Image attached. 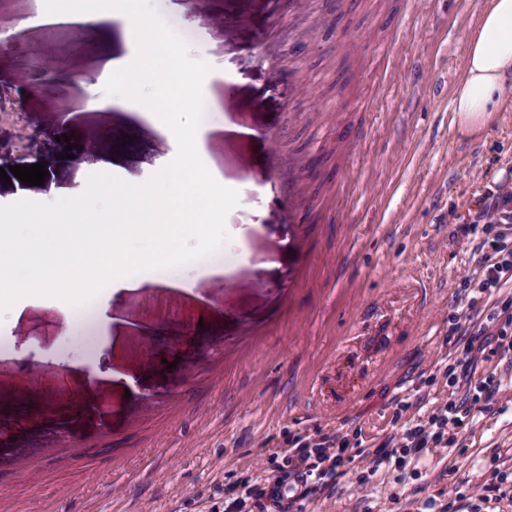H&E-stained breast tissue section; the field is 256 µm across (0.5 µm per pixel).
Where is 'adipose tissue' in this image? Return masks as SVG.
<instances>
[{"label": "adipose tissue", "instance_id": "adipose-tissue-1", "mask_svg": "<svg viewBox=\"0 0 512 512\" xmlns=\"http://www.w3.org/2000/svg\"><path fill=\"white\" fill-rule=\"evenodd\" d=\"M512 99V0H487L466 40L464 78L453 91L458 131L489 126Z\"/></svg>", "mask_w": 512, "mask_h": 512}]
</instances>
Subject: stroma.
I'll list each match as a JSON object with an SVG mask.
<instances>
[{
	"label": "stroma",
	"instance_id": "stroma-1",
	"mask_svg": "<svg viewBox=\"0 0 512 512\" xmlns=\"http://www.w3.org/2000/svg\"><path fill=\"white\" fill-rule=\"evenodd\" d=\"M179 2L212 67L201 157L239 196L223 270L100 294L90 329L48 297L0 317V512H224L268 485L290 437L355 432L295 512H512V352L479 363L495 393L452 444L371 464L447 400L450 329L512 321V280L465 294L482 236L453 234L488 191L512 193V101L468 138L452 110L484 0H415L408 17L402 0ZM58 6L0 9V86L30 122L28 164L55 166L48 185L0 183V204L79 190L91 168L62 159L70 143L95 141L135 183L176 153L159 119L98 105L95 58L134 56V39L89 20L73 43L42 22ZM290 22L307 44L264 51Z\"/></svg>",
	"mask_w": 512,
	"mask_h": 512
}]
</instances>
